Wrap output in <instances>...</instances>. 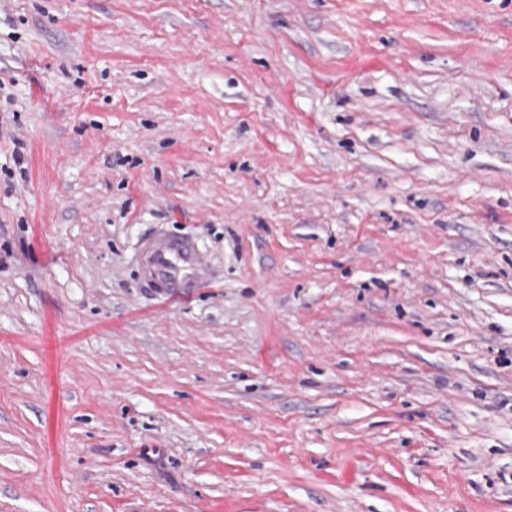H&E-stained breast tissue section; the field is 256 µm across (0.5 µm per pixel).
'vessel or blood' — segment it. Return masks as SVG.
<instances>
[{
  "label": "vessel or blood",
  "instance_id": "1",
  "mask_svg": "<svg viewBox=\"0 0 512 512\" xmlns=\"http://www.w3.org/2000/svg\"><path fill=\"white\" fill-rule=\"evenodd\" d=\"M139 252L140 277L151 288L174 292L191 287L202 270L201 252L188 237H150Z\"/></svg>",
  "mask_w": 512,
  "mask_h": 512
}]
</instances>
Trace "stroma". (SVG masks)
I'll list each match as a JSON object with an SVG mask.
<instances>
[{
  "instance_id": "35a3bbf8",
  "label": "stroma",
  "mask_w": 512,
  "mask_h": 512,
  "mask_svg": "<svg viewBox=\"0 0 512 512\" xmlns=\"http://www.w3.org/2000/svg\"><path fill=\"white\" fill-rule=\"evenodd\" d=\"M0 512H512V0H0ZM139 252L140 277L150 288L170 293L192 288L202 271L201 252L189 237H150L141 242Z\"/></svg>"
}]
</instances>
